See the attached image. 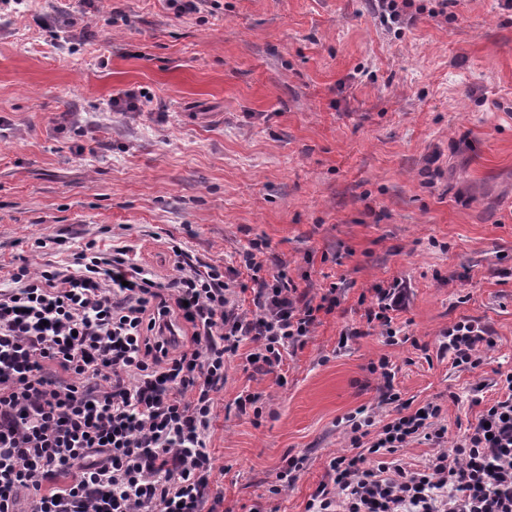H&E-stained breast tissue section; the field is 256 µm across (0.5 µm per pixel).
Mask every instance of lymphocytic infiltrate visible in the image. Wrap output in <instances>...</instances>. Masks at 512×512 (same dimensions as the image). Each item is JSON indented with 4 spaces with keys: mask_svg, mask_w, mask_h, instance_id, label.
I'll return each mask as SVG.
<instances>
[{
    "mask_svg": "<svg viewBox=\"0 0 512 512\" xmlns=\"http://www.w3.org/2000/svg\"><path fill=\"white\" fill-rule=\"evenodd\" d=\"M175 274L155 278L127 245L84 243L62 264L9 272L0 289V512H203L214 457L207 439L228 359L251 342L248 364L273 371L339 304L296 299L285 276L262 277L266 244L240 254L257 312L231 301V274L198 264L169 239ZM365 311L397 344L393 312L407 289L379 288ZM455 368L475 372L494 340L470 320L444 333ZM390 410L383 425L356 410L348 452L332 457L306 512H512V371L501 395L457 433L440 403L418 409L393 386L388 358L370 367ZM435 450L420 469L396 452Z\"/></svg>",
    "mask_w": 512,
    "mask_h": 512,
    "instance_id": "1",
    "label": "lymphocytic infiltrate"
}]
</instances>
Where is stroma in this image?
<instances>
[{"mask_svg": "<svg viewBox=\"0 0 512 512\" xmlns=\"http://www.w3.org/2000/svg\"><path fill=\"white\" fill-rule=\"evenodd\" d=\"M387 28L371 0H28L0 12V289L12 264L124 242L166 280L169 237L203 262L239 265L268 244L264 276L340 305L276 372L229 360L215 397L211 493L228 512H305L345 419L384 420L369 366L388 358L402 399L444 402L449 433L496 398L512 368V0H414ZM85 13L60 32V16ZM147 112H106L125 90ZM47 240L34 249L35 240ZM410 288L369 327L364 298ZM472 320L495 345L477 372L439 350ZM262 396L253 423L234 400ZM304 457L282 495L269 486ZM375 303L365 311L366 321L369 325L381 328V335L385 336L390 345L398 343L397 331L393 329L392 312L404 310L409 304V293L407 288H374Z\"/></svg>", "mask_w": 512, "mask_h": 512, "instance_id": "stroma-1", "label": "stroma"}]
</instances>
